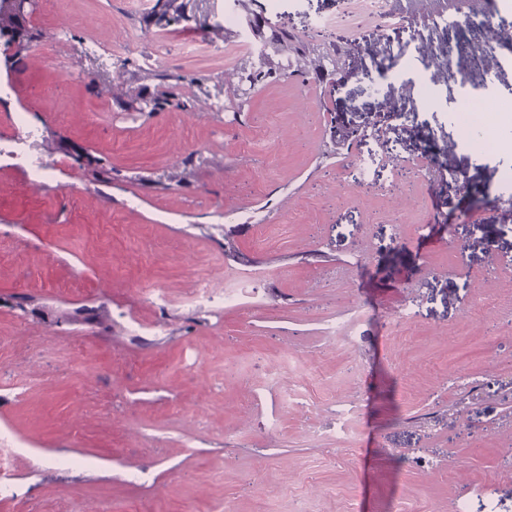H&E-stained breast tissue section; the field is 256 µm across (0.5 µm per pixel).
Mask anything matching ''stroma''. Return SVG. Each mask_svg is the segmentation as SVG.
Listing matches in <instances>:
<instances>
[{"instance_id": "stroma-1", "label": "stroma", "mask_w": 512, "mask_h": 512, "mask_svg": "<svg viewBox=\"0 0 512 512\" xmlns=\"http://www.w3.org/2000/svg\"><path fill=\"white\" fill-rule=\"evenodd\" d=\"M175 2L0 11V138L23 115L50 172L0 158V512H512V43L449 53L419 21L447 0H254L266 34L360 49L235 113L224 0ZM465 84L499 117L481 143ZM338 123L368 136L337 151ZM208 276L238 301L181 306Z\"/></svg>"}]
</instances>
